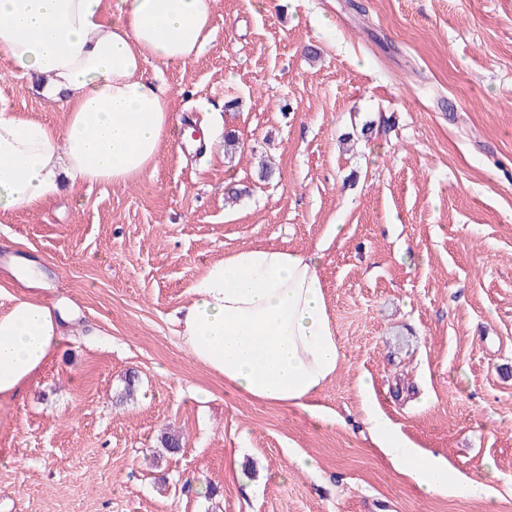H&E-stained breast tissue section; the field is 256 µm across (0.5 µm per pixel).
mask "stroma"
<instances>
[{
    "mask_svg": "<svg viewBox=\"0 0 512 512\" xmlns=\"http://www.w3.org/2000/svg\"><path fill=\"white\" fill-rule=\"evenodd\" d=\"M143 76L205 152L172 143L133 183L0 213V313L51 297L80 322L0 396V512H512V0H216L200 55ZM0 103L67 119L2 61ZM264 246L320 254L329 423L241 394L177 338L205 267ZM28 261L40 285L16 277ZM365 382L420 448L490 467L486 495L396 471Z\"/></svg>",
    "mask_w": 512,
    "mask_h": 512,
    "instance_id": "35a3bbf8",
    "label": "stroma"
}]
</instances>
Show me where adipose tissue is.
<instances>
[{"mask_svg": "<svg viewBox=\"0 0 512 512\" xmlns=\"http://www.w3.org/2000/svg\"><path fill=\"white\" fill-rule=\"evenodd\" d=\"M215 0H0V59L39 77L62 101L61 129L0 105V211L32 209L64 181L124 185L155 167L171 134L169 99L145 81L147 60L199 56ZM180 313L190 356L242 393L328 417L318 393L340 363L316 258L277 248L246 249L206 266ZM66 315L17 299L0 315V396L17 395L51 359ZM375 445L425 491L455 482L446 461L368 412Z\"/></svg>", "mask_w": 512, "mask_h": 512, "instance_id": "1", "label": "adipose tissue"}]
</instances>
